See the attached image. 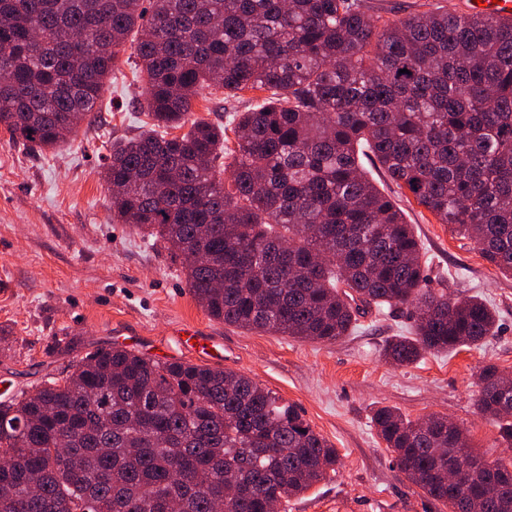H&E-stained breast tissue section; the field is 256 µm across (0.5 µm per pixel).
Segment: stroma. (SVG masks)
Here are the masks:
<instances>
[{"instance_id":"1","label":"stroma","mask_w":512,"mask_h":512,"mask_svg":"<svg viewBox=\"0 0 512 512\" xmlns=\"http://www.w3.org/2000/svg\"><path fill=\"white\" fill-rule=\"evenodd\" d=\"M263 97L248 90L228 99L217 91L196 100L193 115L224 125ZM143 102L144 85L127 51L74 140L39 151L0 129V382L31 395L87 353L131 343L155 360L246 374L295 404L340 458L335 472L281 512H446L395 468L371 422L380 406L412 419L445 416L467 432L478 454L512 456L497 424L475 406L482 366L512 374V277L367 161L369 179L414 227L429 287L481 296L497 314L495 336L401 367L382 355L389 337L409 329L401 312L369 314L360 330L334 343L224 326L192 298L180 260L112 221L102 166L112 139L151 124ZM187 325L221 338L223 357L180 349L177 336Z\"/></svg>"}]
</instances>
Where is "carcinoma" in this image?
I'll return each mask as SVG.
<instances>
[{
    "label": "carcinoma",
    "mask_w": 512,
    "mask_h": 512,
    "mask_svg": "<svg viewBox=\"0 0 512 512\" xmlns=\"http://www.w3.org/2000/svg\"><path fill=\"white\" fill-rule=\"evenodd\" d=\"M128 43L153 124L112 141V220L182 259L210 317L332 343L373 307L405 309L412 335L383 349L401 366L493 334L481 298L425 287L414 229L361 157L512 276V19L390 20L363 0H0V128L32 147L69 140ZM210 88L268 92L233 115L223 180L226 129L192 117ZM478 385L511 448L512 376L486 364ZM371 421L448 512H512V460L475 453L448 418L384 406ZM2 423L0 512H270L339 463L252 378L122 347L0 402ZM450 464L467 466L463 483Z\"/></svg>",
    "instance_id": "cac0c4a2"
}]
</instances>
